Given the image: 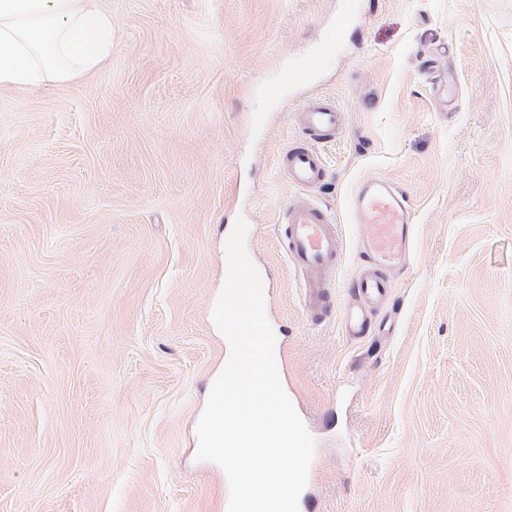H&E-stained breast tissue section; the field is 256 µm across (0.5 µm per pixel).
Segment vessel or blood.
<instances>
[{
    "label": "vessel or blood",
    "mask_w": 512,
    "mask_h": 512,
    "mask_svg": "<svg viewBox=\"0 0 512 512\" xmlns=\"http://www.w3.org/2000/svg\"><path fill=\"white\" fill-rule=\"evenodd\" d=\"M359 8V0H344L335 21L327 23L317 48L305 56L299 68L289 70V82L307 83L312 74L337 54ZM341 121V111L334 101L314 98L302 105L301 122L309 132H333ZM283 165L289 182L299 188L315 185L324 174L320 152L309 146L289 149L283 157ZM350 214L357 249L365 261L356 280L357 295L361 301L376 305L391 286L387 271L402 268L412 251V209L406 194L396 184L369 178L356 187L350 201ZM286 238L288 261L302 276L305 303L317 305L323 295L325 273L337 263L338 229L322 207L299 201L288 208Z\"/></svg>",
    "instance_id": "b4317fda"
}]
</instances>
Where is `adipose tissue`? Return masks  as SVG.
I'll return each instance as SVG.
<instances>
[{"mask_svg":"<svg viewBox=\"0 0 512 512\" xmlns=\"http://www.w3.org/2000/svg\"><path fill=\"white\" fill-rule=\"evenodd\" d=\"M114 24L101 0H0V90L100 69L112 55Z\"/></svg>","mask_w":512,"mask_h":512,"instance_id":"obj_1","label":"adipose tissue"}]
</instances>
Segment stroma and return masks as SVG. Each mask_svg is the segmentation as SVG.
Masks as SVG:
<instances>
[{"mask_svg":"<svg viewBox=\"0 0 512 512\" xmlns=\"http://www.w3.org/2000/svg\"><path fill=\"white\" fill-rule=\"evenodd\" d=\"M340 4L102 0L103 68L0 91V512H223L196 428L239 217L316 443L300 512H512V0H363L289 84ZM315 94L345 114L322 137L298 118ZM300 144L325 161L306 189L281 166ZM368 178L403 188L415 237L355 341ZM297 198L340 226L314 308L279 240ZM359 0H344L336 13V20L327 23L321 42L317 48L308 53L299 68L288 70V82L305 84L309 77L320 71L326 61L336 55L343 41L344 34L353 18L358 14Z\"/></svg>","mask_w":512,"mask_h":512,"instance_id":"35a3bbf8","label":"stroma"}]
</instances>
